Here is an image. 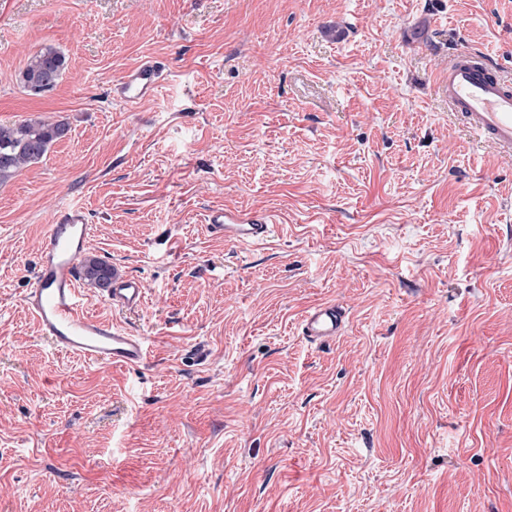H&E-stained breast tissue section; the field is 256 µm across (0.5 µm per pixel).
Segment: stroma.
Returning <instances> with one entry per match:
<instances>
[{
  "mask_svg": "<svg viewBox=\"0 0 512 512\" xmlns=\"http://www.w3.org/2000/svg\"><path fill=\"white\" fill-rule=\"evenodd\" d=\"M459 48L512 71V0H0V125L70 127L0 184V512H512V160L448 115ZM146 59L155 95L114 100ZM68 207L145 286L85 288L145 366L24 307ZM216 208L279 235L212 238ZM66 68L65 55L53 45H44L27 58L19 82L28 92L40 95L53 89ZM347 310L336 302L310 308L300 321V334L311 343H326L342 336L347 327Z\"/></svg>",
  "mask_w": 512,
  "mask_h": 512,
  "instance_id": "1",
  "label": "stroma"
}]
</instances>
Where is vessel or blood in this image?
<instances>
[{"label": "vessel or blood", "mask_w": 512, "mask_h": 512, "mask_svg": "<svg viewBox=\"0 0 512 512\" xmlns=\"http://www.w3.org/2000/svg\"><path fill=\"white\" fill-rule=\"evenodd\" d=\"M162 71L145 61L127 71L112 87L114 99L137 105L154 96ZM448 105L463 117L469 131L494 151L512 159V74L487 57L465 49L448 61ZM275 221L267 214L211 210L207 229L216 238L243 244H261L272 235ZM89 237L83 212L65 209L52 224L35 270V281L24 298L42 336L62 352L113 366L137 367L147 362L144 337L116 323L94 318L83 310L77 266ZM109 300L113 309L135 311L145 302L139 278L112 272ZM346 309L333 302L310 308L300 321V333L309 342L326 343L342 336L347 327Z\"/></svg>", "instance_id": "b4317fda"}]
</instances>
